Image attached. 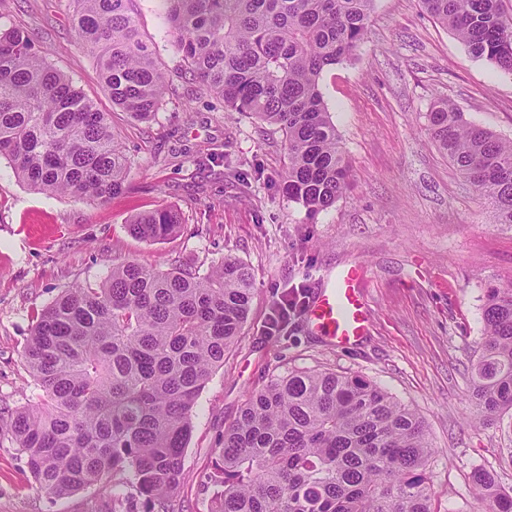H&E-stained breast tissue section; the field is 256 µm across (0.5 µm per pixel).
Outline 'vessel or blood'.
Returning <instances> with one entry per match:
<instances>
[{"label":"vessel or blood","mask_w":512,"mask_h":512,"mask_svg":"<svg viewBox=\"0 0 512 512\" xmlns=\"http://www.w3.org/2000/svg\"><path fill=\"white\" fill-rule=\"evenodd\" d=\"M362 279L361 267H344L334 275L321 277L308 302L304 318L310 331L334 348H353L368 332L369 307Z\"/></svg>","instance_id":"b4317fda"}]
</instances>
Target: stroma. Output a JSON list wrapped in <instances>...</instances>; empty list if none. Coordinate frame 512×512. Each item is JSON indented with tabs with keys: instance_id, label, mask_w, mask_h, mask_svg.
<instances>
[{
	"instance_id": "35a3bbf8",
	"label": "stroma",
	"mask_w": 512,
	"mask_h": 512,
	"mask_svg": "<svg viewBox=\"0 0 512 512\" xmlns=\"http://www.w3.org/2000/svg\"><path fill=\"white\" fill-rule=\"evenodd\" d=\"M141 29L172 85L154 118L136 122L103 92L79 44L69 0H0L6 22L80 86L130 160L126 187L99 204L48 196L0 158V407L32 401L24 349L37 312L64 288L100 284L113 265L206 272L225 256L253 273L248 318L192 413L184 479L169 512H211L210 479L224 430L249 395L291 370L351 373L376 383L424 421L438 512H477V468L512 489V430L471 421L470 368L483 333L487 285L512 284V226L483 200L427 135V112L448 102L464 118L512 139V75L472 56L420 0H375L356 56L324 72L321 91L351 167V186L326 210L288 200L281 134L179 74L180 56L158 0H136ZM173 208L179 231L162 241L132 235L141 212ZM358 265L370 310L364 340L347 351L308 329L302 313L283 329L270 318L319 276ZM94 485L54 499L25 455L0 434V512H109Z\"/></svg>"
}]
</instances>
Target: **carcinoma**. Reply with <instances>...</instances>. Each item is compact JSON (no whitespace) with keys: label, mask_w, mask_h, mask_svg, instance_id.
<instances>
[{"label":"carcinoma","mask_w":512,"mask_h":512,"mask_svg":"<svg viewBox=\"0 0 512 512\" xmlns=\"http://www.w3.org/2000/svg\"><path fill=\"white\" fill-rule=\"evenodd\" d=\"M83 48L112 105L138 122L163 103L166 76L143 39L135 0H70ZM181 74L285 138L288 198L309 212L332 206L350 166L319 87L354 55L374 0H160ZM475 57L512 73V14L502 0H421ZM430 140L512 225V140L441 102ZM48 196L104 203L125 184L128 159L107 113L36 50L28 31L0 23V157ZM173 209L137 214L131 233H176ZM252 275L226 256L199 275L127 261L100 284L73 285L38 314L24 359L39 393L6 415L39 489L54 498L117 472L144 512H168L183 478L191 415L212 371L247 319ZM471 372L474 420L512 427V287L489 286ZM433 454L419 415L376 384L294 370L252 394L224 431L213 512H436ZM484 512H512L493 473L471 474Z\"/></svg>","instance_id":"1"}]
</instances>
